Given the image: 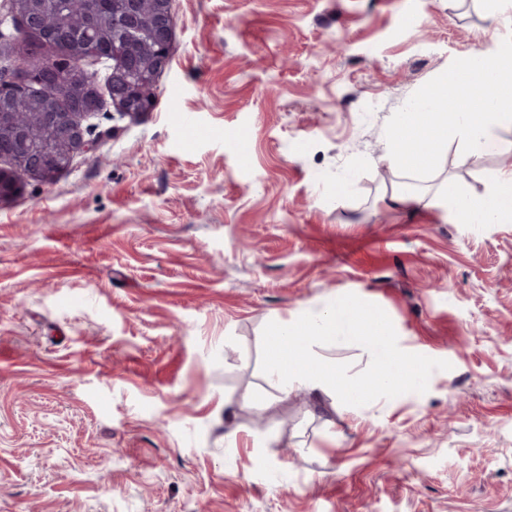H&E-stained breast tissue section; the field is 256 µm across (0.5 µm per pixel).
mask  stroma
<instances>
[{
  "mask_svg": "<svg viewBox=\"0 0 512 512\" xmlns=\"http://www.w3.org/2000/svg\"><path fill=\"white\" fill-rule=\"evenodd\" d=\"M172 13L153 108L117 126L104 108L94 153L0 205V512H512V222L434 203L448 179L483 193L512 150L451 142L421 202L381 203L407 179L388 119L494 53L512 6ZM348 293L451 370L362 407L282 393L264 326Z\"/></svg>",
  "mask_w": 512,
  "mask_h": 512,
  "instance_id": "obj_1",
  "label": "stroma"
}]
</instances>
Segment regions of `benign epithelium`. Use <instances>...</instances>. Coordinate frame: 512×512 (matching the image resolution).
Here are the masks:
<instances>
[{"label":"benign epithelium","instance_id":"obj_1","mask_svg":"<svg viewBox=\"0 0 512 512\" xmlns=\"http://www.w3.org/2000/svg\"><path fill=\"white\" fill-rule=\"evenodd\" d=\"M30 0H10V8L0 17V24L9 21L28 31L37 25L42 12H48L55 0H44L42 9H27ZM85 12L89 18L91 30L79 32L76 41L80 42L96 32L97 19H105L106 35L112 37V65L108 75L110 101L115 109L112 119H136L144 113V106H137L134 100L143 85L154 82L156 77L169 65L174 41V23L171 12V0H154L153 23L149 32L150 39L158 46V51L145 65L140 61L136 47L127 41L128 33L136 28L134 11L125 0H83ZM37 58L38 67L27 71L22 82L7 78L0 73V89L12 88L22 93L25 87H38L54 83L56 75H61L71 88L69 112H51V120L57 141L62 145L64 160L58 162L48 145L33 138L27 128L13 126L10 114L0 113V158L9 161L11 156L20 155V165L10 164L0 168V201L9 200L22 191L23 178H31L44 184H51L56 177L67 170L75 157L93 150L94 141L86 138L87 128L83 122L102 108L97 88L89 84L83 75L84 56L75 49L66 60L56 57L47 58L39 53L36 46H30L22 55L23 60Z\"/></svg>","mask_w":512,"mask_h":512}]
</instances>
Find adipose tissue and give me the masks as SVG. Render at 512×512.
<instances>
[{
  "mask_svg": "<svg viewBox=\"0 0 512 512\" xmlns=\"http://www.w3.org/2000/svg\"><path fill=\"white\" fill-rule=\"evenodd\" d=\"M438 198L453 205L456 217L462 224L512 221V173L497 176L490 188L477 196L461 195L454 183H445Z\"/></svg>",
  "mask_w": 512,
  "mask_h": 512,
  "instance_id": "adipose-tissue-1",
  "label": "adipose tissue"
}]
</instances>
